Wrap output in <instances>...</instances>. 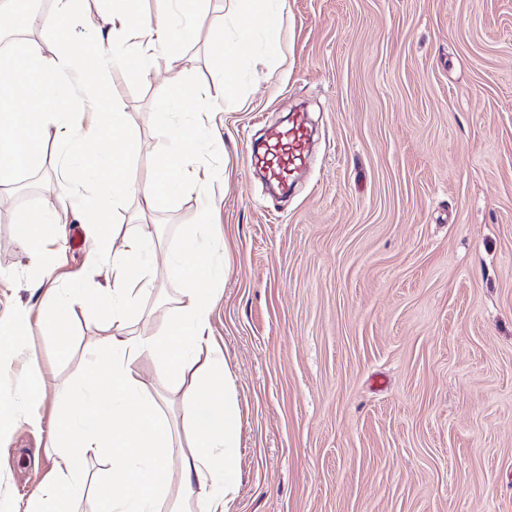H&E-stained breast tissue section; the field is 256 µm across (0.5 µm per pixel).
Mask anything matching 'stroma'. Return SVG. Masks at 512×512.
I'll list each match as a JSON object with an SVG mask.
<instances>
[{
    "label": "stroma",
    "instance_id": "1",
    "mask_svg": "<svg viewBox=\"0 0 512 512\" xmlns=\"http://www.w3.org/2000/svg\"><path fill=\"white\" fill-rule=\"evenodd\" d=\"M225 0L157 77L112 73L105 106L130 116L136 180L165 153L154 114L163 91L210 84V25ZM302 112L316 128L312 161L288 195L251 167L252 146ZM207 161L228 179L207 188L231 253L209 334L235 377L240 485L232 512H512V0H288L280 43L246 68L239 105L219 113ZM63 127L40 143L39 169L16 175L0 201V320L32 324L10 344L0 392L39 380L41 424L0 436V512L43 495L97 512L110 455L87 457L72 493L54 420L70 385L93 383L92 354L112 321L87 302L40 319L46 289L92 293L112 268L79 219L25 249L18 210L71 196ZM201 201L175 196L151 213L137 198L106 212L119 234L177 248ZM46 256L44 282L29 267ZM180 286L157 261L125 334L153 335L177 312ZM163 410L174 454L188 452L181 395L136 364Z\"/></svg>",
    "mask_w": 512,
    "mask_h": 512
}]
</instances>
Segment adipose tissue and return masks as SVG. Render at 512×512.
<instances>
[{
  "label": "adipose tissue",
  "mask_w": 512,
  "mask_h": 512,
  "mask_svg": "<svg viewBox=\"0 0 512 512\" xmlns=\"http://www.w3.org/2000/svg\"><path fill=\"white\" fill-rule=\"evenodd\" d=\"M55 9L45 15L20 18L0 14V31L18 25L41 27L58 43L55 56H46L39 42H27L23 57L35 72L41 95L53 100L54 108L33 110L25 97L14 98L0 113V125L15 122L14 138L0 140V184L12 174L39 164L35 144L52 129L68 124L75 137L67 145L68 171L73 185L88 192L89 232L101 245L102 260L112 263V283L94 295L100 312L123 327L139 307L152 284V261L159 249L148 235L111 239L103 221L107 205H120L127 196L140 197L145 209L156 210L182 192L204 194L216 178L212 167L191 169L192 158L210 152L214 142L206 126L223 107L232 104L242 81V67L257 56L259 44L274 45L288 20V0H229L224 18L211 43L213 56L223 61L220 82L223 94L194 82L179 85L164 97L156 114L159 135L166 143V156L148 180L130 175L133 142L128 115L116 109L103 110L94 126H84L60 90L63 74L85 76L89 89H96L111 71L136 63L143 76H151L156 51H176L191 39L205 14V0H163L154 15L144 16L125 8L124 0H112L106 21L111 37L88 31L86 43L72 38L79 22V0H55ZM135 41L140 51L129 58L122 45ZM193 113V124L176 122V114ZM95 156V167L83 163ZM210 206H203L200 223L188 226L180 246L166 254L169 274L182 285L178 314L153 336L113 338L107 355L97 357L95 386L76 385L64 395L68 412L59 423L67 437L71 461L69 481L83 488V462L88 454L112 450V492L101 501L100 512H184L185 498L195 485L213 477L205 495L203 512H231L238 493L236 477L239 448V411L232 373L207 334L211 310L218 298L216 285L230 271L229 263L217 260L194 266L191 259L202 253L221 233L210 222ZM151 357L159 380L183 387L182 412L190 427L193 445L180 459L181 490L173 492L168 452L172 446L165 416L136 377V363Z\"/></svg>",
  "instance_id": "adipose-tissue-1"
}]
</instances>
